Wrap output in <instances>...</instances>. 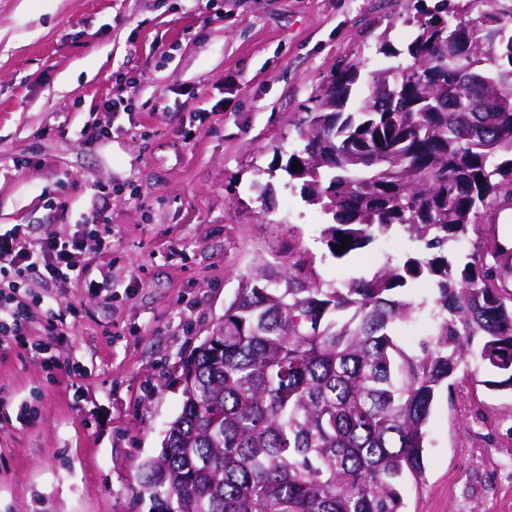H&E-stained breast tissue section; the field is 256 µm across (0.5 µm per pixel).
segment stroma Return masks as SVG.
I'll return each instance as SVG.
<instances>
[{"mask_svg":"<svg viewBox=\"0 0 512 512\" xmlns=\"http://www.w3.org/2000/svg\"><path fill=\"white\" fill-rule=\"evenodd\" d=\"M408 17L404 0H0V231L66 236L94 212L112 229L106 251L86 237L93 287L54 289L56 333L31 323L47 350L0 339V512H150L133 488L181 410L180 363L256 268L293 241L336 286L413 251L396 233L334 259L279 169L337 68H378L382 36L405 50ZM116 96L132 113L84 146ZM428 431L406 512H512V457L490 456L512 389L459 369Z\"/></svg>","mask_w":512,"mask_h":512,"instance_id":"35a3bbf8","label":"stroma"}]
</instances>
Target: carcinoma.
<instances>
[{"label": "carcinoma", "instance_id": "obj_1", "mask_svg": "<svg viewBox=\"0 0 512 512\" xmlns=\"http://www.w3.org/2000/svg\"><path fill=\"white\" fill-rule=\"evenodd\" d=\"M411 2L408 59L382 36L379 68L338 69L284 170L329 216L332 257L398 229L419 248L339 287L298 248L279 271L257 268L183 365L182 410L136 477L151 512H404L431 409L461 365L512 388L507 249L448 257L512 210V0L475 21L473 0ZM468 75L493 111H468ZM420 280L418 300L407 287ZM414 321L410 354L395 336Z\"/></svg>", "mask_w": 512, "mask_h": 512}]
</instances>
